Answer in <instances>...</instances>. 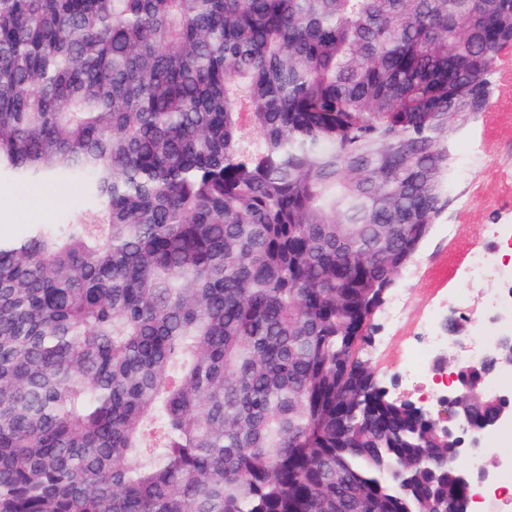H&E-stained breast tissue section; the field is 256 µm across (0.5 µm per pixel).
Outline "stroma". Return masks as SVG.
<instances>
[{"instance_id": "obj_1", "label": "stroma", "mask_w": 512, "mask_h": 512, "mask_svg": "<svg viewBox=\"0 0 512 512\" xmlns=\"http://www.w3.org/2000/svg\"><path fill=\"white\" fill-rule=\"evenodd\" d=\"M491 109L498 115L492 143H485L479 118L450 135L448 189L452 202L391 291L392 296H403L406 301L401 329L391 330L385 314L376 317L370 358L380 372L401 375L428 304L448 291L449 249L481 240L485 225L512 223V74L497 78ZM75 194L72 188L30 190L8 181L0 183V234L19 236L29 225L72 218ZM446 224L456 225V238L444 235Z\"/></svg>"}]
</instances>
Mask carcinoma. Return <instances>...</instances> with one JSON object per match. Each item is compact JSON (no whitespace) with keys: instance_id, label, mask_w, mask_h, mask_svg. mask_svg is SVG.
<instances>
[{"instance_id":"1","label":"carcinoma","mask_w":512,"mask_h":512,"mask_svg":"<svg viewBox=\"0 0 512 512\" xmlns=\"http://www.w3.org/2000/svg\"><path fill=\"white\" fill-rule=\"evenodd\" d=\"M512 0H0V512H470L370 358ZM454 410L485 431L486 380ZM75 188H20L3 181L0 190V232L20 236L31 224H53L72 218Z\"/></svg>"}]
</instances>
